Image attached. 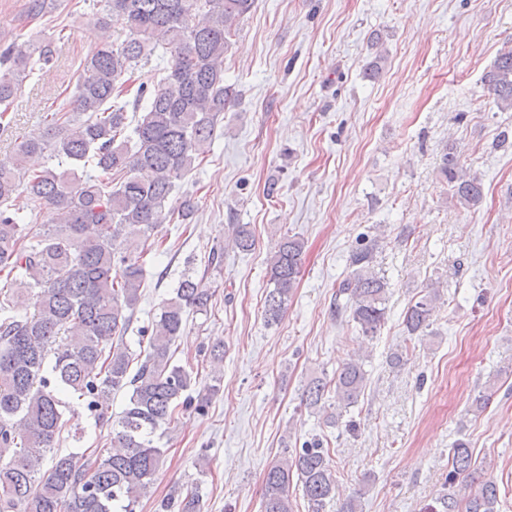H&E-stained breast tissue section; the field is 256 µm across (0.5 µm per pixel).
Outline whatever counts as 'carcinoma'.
<instances>
[{"label": "carcinoma", "instance_id": "1", "mask_svg": "<svg viewBox=\"0 0 512 512\" xmlns=\"http://www.w3.org/2000/svg\"><path fill=\"white\" fill-rule=\"evenodd\" d=\"M253 3L104 0V27L124 39L103 40L85 63L72 100L42 116V129L0 160V512H134L162 462L156 432L191 408L204 413L210 403L207 396H193L192 373L174 360L173 350L186 316L207 312L210 289L183 276L152 329L139 332L144 355L131 351L126 332L141 298L144 256L158 246V228L186 221L193 212L188 196L176 210L167 202L176 182L204 161L220 116L236 100L235 89L224 84V56ZM382 45L381 35L373 34L375 58L367 68L372 79L386 60ZM158 49L170 54L171 65L159 69L153 87L139 86L130 104L142 115L130 118V104L119 101L121 77L148 63ZM52 59L49 45L30 39L0 51V129L14 107L20 76L42 71ZM484 82L500 105L512 109V48L499 53ZM46 151L56 167H27L28 159ZM437 173L460 205L481 207V179L460 165L454 143L442 149ZM22 184L28 206L50 214V223L36 233L14 204ZM232 235L236 249L255 247L248 225H232ZM378 249V238L361 236L333 302V313L348 316L364 338L374 336L387 315L388 284L374 270ZM303 253L304 242L295 236L282 237L274 247L268 259L273 287L263 302L266 323L285 315ZM33 290L39 294L36 308L23 315L20 304ZM438 297L439 289L430 285L407 308L403 324L409 336L426 332ZM367 381L363 359L351 358L336 378L310 380L301 405L320 410L332 391L338 407L347 409L358 403ZM124 389L126 405L114 417L112 394ZM72 399L111 426L112 454L53 453ZM450 458L448 493L439 498L443 512H499L492 480L481 482L474 494L456 493L475 472L468 444L457 441ZM294 478L308 512H326L333 504L336 512H358L361 492L336 498L331 450L316 439L269 465L262 512H293ZM175 508L202 512L198 491L180 492L161 505L162 512Z\"/></svg>", "mask_w": 512, "mask_h": 512}]
</instances>
